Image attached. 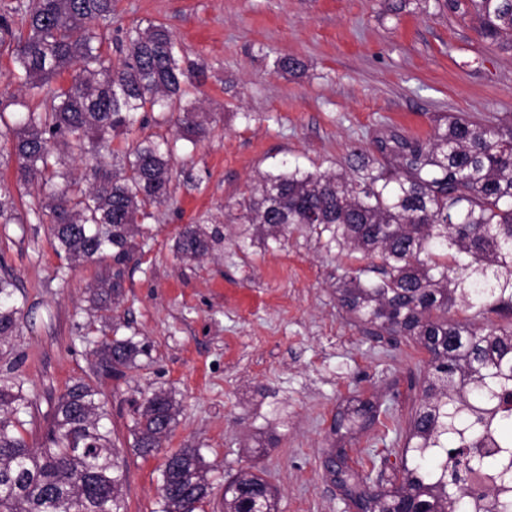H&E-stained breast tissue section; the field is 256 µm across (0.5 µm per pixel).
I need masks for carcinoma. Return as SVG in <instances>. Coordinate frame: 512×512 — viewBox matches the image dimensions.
I'll return each instance as SVG.
<instances>
[{
	"label": "carcinoma",
	"mask_w": 512,
	"mask_h": 512,
	"mask_svg": "<svg viewBox=\"0 0 512 512\" xmlns=\"http://www.w3.org/2000/svg\"><path fill=\"white\" fill-rule=\"evenodd\" d=\"M472 12L485 41L512 46V0H447ZM113 0H10L0 8V52L13 64L19 94L0 98V137L10 141L19 196L37 194L18 212L0 194V219L23 224L49 218L54 248L73 265L112 259L90 289L107 311L123 296L129 264L140 250L141 224L172 198L176 143L148 136L124 150L112 134L144 125L154 113L195 146L208 133L193 101L205 71L184 66L181 48L162 24L122 30L124 56L102 50L96 24L109 25ZM73 70L68 82L53 83ZM422 139L392 133L374 140L379 157H360L351 173H267L235 201V221L278 240L288 229L325 238L336 253L358 251L338 301L354 319L415 341L427 356L419 405L406 427L401 463L385 486L354 469L347 449L332 450L324 469L358 512H461V468L484 470L486 448H512V118L495 121L438 113ZM112 158V164L106 158ZM80 160L77 174L71 163ZM218 230L186 224L177 250L197 260ZM14 280L0 276V353L17 327ZM472 311L462 319L456 313ZM499 316L494 321L490 314ZM97 365L115 376L140 366L149 348L134 337H104ZM30 402L23 383L0 376V512H126V476L98 391L79 379L54 407L50 448L25 436ZM179 408L155 390L136 404V452H159ZM380 406L361 400L336 418V432L367 428ZM462 448L477 452L456 460ZM512 512V462H496ZM199 448L164 458L160 512H198L211 493ZM278 494L260 474L242 471L224 487V512H277Z\"/></svg>",
	"instance_id": "1"
}]
</instances>
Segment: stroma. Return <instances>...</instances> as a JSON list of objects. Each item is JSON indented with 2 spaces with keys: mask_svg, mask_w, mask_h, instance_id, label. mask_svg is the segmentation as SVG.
Segmentation results:
<instances>
[{
  "mask_svg": "<svg viewBox=\"0 0 512 512\" xmlns=\"http://www.w3.org/2000/svg\"><path fill=\"white\" fill-rule=\"evenodd\" d=\"M149 22L206 69L198 106L211 133L178 150L174 197L145 222L110 319L88 300L103 266L69 268L36 218L0 224V276L13 277L21 308L9 342L31 402L28 441L44 445L57 398L85 379L119 447L127 512H158L164 456L134 451L131 417L140 392L163 390L180 408L165 451L197 448L210 466L205 512H224L225 482L252 466L277 489L278 512H344L328 451L347 448L389 475L402 443L380 425L337 436L336 412L368 398L405 422L426 355L340 307L353 258L297 231L239 250L229 208L259 174L348 170L353 152L373 155L378 133L427 136L437 113L512 117V48L482 41L445 0H116L113 28ZM289 55L306 71L280 70ZM195 222L222 241L188 262L175 243ZM114 332L150 348L143 368L119 378L95 371L92 354Z\"/></svg>",
  "mask_w": 512,
  "mask_h": 512,
  "instance_id": "stroma-1",
  "label": "stroma"
}]
</instances>
